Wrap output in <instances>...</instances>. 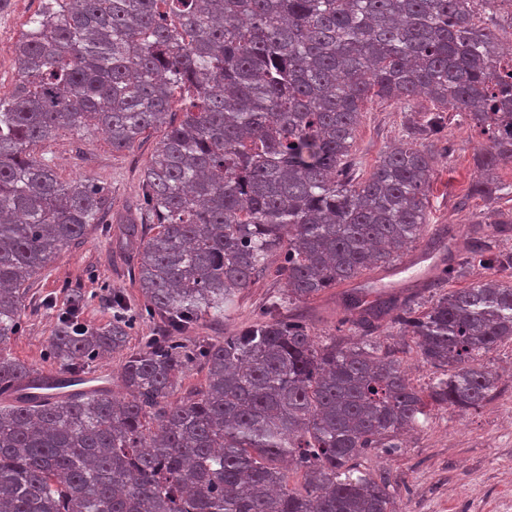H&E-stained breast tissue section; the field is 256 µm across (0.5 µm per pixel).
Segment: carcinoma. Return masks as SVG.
Here are the masks:
<instances>
[{
	"label": "carcinoma",
	"instance_id": "carcinoma-1",
	"mask_svg": "<svg viewBox=\"0 0 512 512\" xmlns=\"http://www.w3.org/2000/svg\"><path fill=\"white\" fill-rule=\"evenodd\" d=\"M496 0H41L15 45L18 83L0 94V512H394L384 478L356 470L371 448H397L427 403L478 408L498 376L482 362L512 340V285L496 279L411 301L342 298L350 342L317 344L284 316L327 288L389 265L422 238L431 153L446 113H463L488 145L474 191L487 205L512 163V55L480 24ZM426 112L367 176L352 147L366 103ZM167 126L142 179L140 223L125 226L145 311L162 329L126 351L129 305L112 322L56 316L50 353L62 374L126 352L128 392L23 394L42 373L10 356L26 285L106 223L88 180L63 181L29 147L61 128L101 131L112 150ZM150 227L145 236L139 228ZM288 296L221 340L184 335L222 319L269 272ZM473 258L512 269V250L476 240ZM415 339L445 370L422 395L380 349L382 324ZM203 389L174 398L180 376ZM304 470L287 488L279 461ZM206 367L202 364L195 365L182 376L181 382L175 392L174 398L185 396L189 392L202 389L206 382Z\"/></svg>",
	"mask_w": 512,
	"mask_h": 512
}]
</instances>
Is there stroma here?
Segmentation results:
<instances>
[{"mask_svg":"<svg viewBox=\"0 0 512 512\" xmlns=\"http://www.w3.org/2000/svg\"><path fill=\"white\" fill-rule=\"evenodd\" d=\"M39 7L38 0H8L0 7L1 93H9L18 81L13 45ZM432 108L426 97L415 100L409 111L391 101L369 102L352 149L356 176L366 175L387 147ZM166 132L163 126L151 129L132 149L116 152L102 134L63 128L33 151L53 159L62 180L91 179L109 197L113 213L126 216L136 211L142 173ZM485 147L484 137L468 121L449 117L440 141L432 146L436 181L426 239L417 244V252H425L427 238L446 228L452 230L460 253L474 238L491 234L489 209L482 198L471 193L478 178L476 160ZM114 245V234L95 230L85 244L63 253L55 265L32 280L25 299L23 330L8 345L12 356L43 372H56L47 355L54 319L40 302L53 300L56 311H65L75 289L85 294L82 320L96 327L112 320V291L124 293L137 312L130 348H138L142 337L157 333L158 321L139 314L144 302L133 280L134 262L113 258ZM354 285L372 296L404 293L412 297V306L418 310L428 307L439 294L416 267L398 276L392 267H376L363 272ZM285 292L282 277H261L239 294L234 311L224 321L201 322L195 333L212 339L236 333L253 322L273 297ZM337 294V289L329 288L301 306L316 341L348 335L336 306ZM376 341L382 349L394 351L417 389L428 390L440 377L439 369L421 360L412 337L394 335L385 327ZM484 362L500 376V391L492 402L468 411L429 406L423 427L402 436L401 448H378L356 459L363 473L388 476L394 512H512V342L500 344Z\"/></svg>","mask_w":512,"mask_h":512,"instance_id":"1","label":"stroma"}]
</instances>
